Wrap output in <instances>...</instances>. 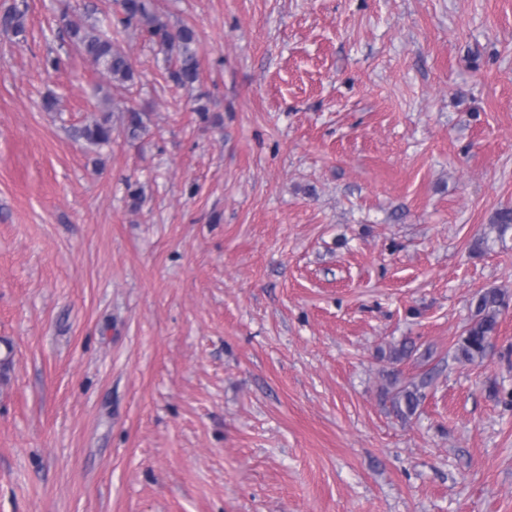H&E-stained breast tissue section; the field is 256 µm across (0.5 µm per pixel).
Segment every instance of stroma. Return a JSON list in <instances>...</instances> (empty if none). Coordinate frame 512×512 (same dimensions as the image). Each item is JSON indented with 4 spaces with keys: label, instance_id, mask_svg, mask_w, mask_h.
<instances>
[{
    "label": "stroma",
    "instance_id": "obj_1",
    "mask_svg": "<svg viewBox=\"0 0 512 512\" xmlns=\"http://www.w3.org/2000/svg\"><path fill=\"white\" fill-rule=\"evenodd\" d=\"M88 2L0 0V512H512V308L453 358L512 295V0H155L201 77L132 26L128 89ZM24 15L25 12L17 7L4 11L0 14V33L15 39H24L26 34ZM64 17L65 20L67 16ZM103 22H106L108 30L103 29ZM62 30L70 43L109 78L110 84L121 87L134 84L136 75L130 59L112 38L111 12L90 23L65 20ZM78 134L81 138L93 144H110L112 142V125L108 117L82 127ZM511 297L502 289L487 288L474 298L475 312L464 336L453 351V358L461 364L482 362L496 335L499 315L509 308ZM427 373H424L418 382L409 380L402 381L401 371L392 370L387 374V387L384 390L391 406L401 418H408L414 415L424 399L422 391L429 383Z\"/></svg>",
    "mask_w": 512,
    "mask_h": 512
}]
</instances>
